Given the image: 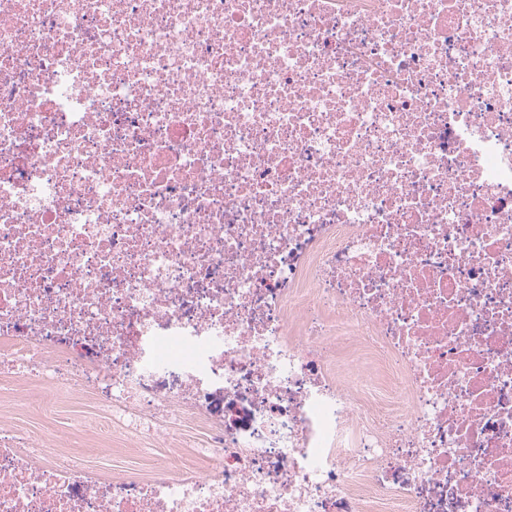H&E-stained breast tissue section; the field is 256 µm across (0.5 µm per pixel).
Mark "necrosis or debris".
Here are the masks:
<instances>
[{
  "mask_svg": "<svg viewBox=\"0 0 512 512\" xmlns=\"http://www.w3.org/2000/svg\"><path fill=\"white\" fill-rule=\"evenodd\" d=\"M0 379L152 459L0 512H512V0H0ZM186 436H192L196 441L203 438V433L199 429H195L185 425H174L171 430V438L165 447L159 448L161 454H167L174 462L177 460L176 448H181L182 439Z\"/></svg>",
  "mask_w": 512,
  "mask_h": 512,
  "instance_id": "obj_1",
  "label": "necrosis or debris"
}]
</instances>
